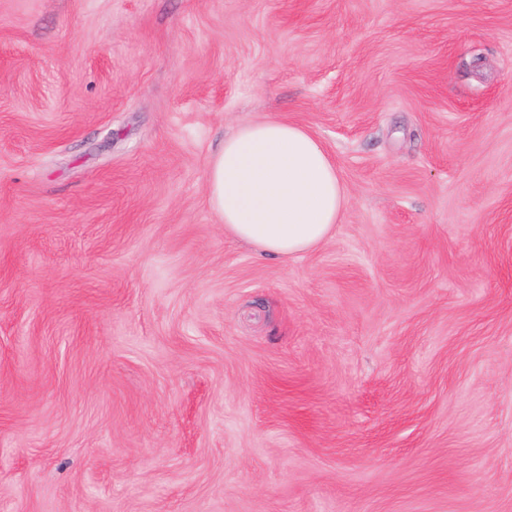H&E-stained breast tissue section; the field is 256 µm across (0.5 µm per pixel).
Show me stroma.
I'll use <instances>...</instances> for the list:
<instances>
[{
  "label": "stroma",
  "instance_id": "1",
  "mask_svg": "<svg viewBox=\"0 0 512 512\" xmlns=\"http://www.w3.org/2000/svg\"><path fill=\"white\" fill-rule=\"evenodd\" d=\"M261 119L348 194L285 261ZM0 512H512V0H0ZM207 199L226 233L281 260L326 241L348 206L336 162L320 140L276 119L224 137L207 161Z\"/></svg>",
  "mask_w": 512,
  "mask_h": 512
}]
</instances>
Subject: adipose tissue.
I'll use <instances>...</instances> for the list:
<instances>
[{
    "mask_svg": "<svg viewBox=\"0 0 512 512\" xmlns=\"http://www.w3.org/2000/svg\"><path fill=\"white\" fill-rule=\"evenodd\" d=\"M207 199L226 233L281 260L326 241L348 206L320 140L276 119L240 125L225 137L207 161Z\"/></svg>",
    "mask_w": 512,
    "mask_h": 512,
    "instance_id": "ef3b65f1",
    "label": "adipose tissue"
}]
</instances>
